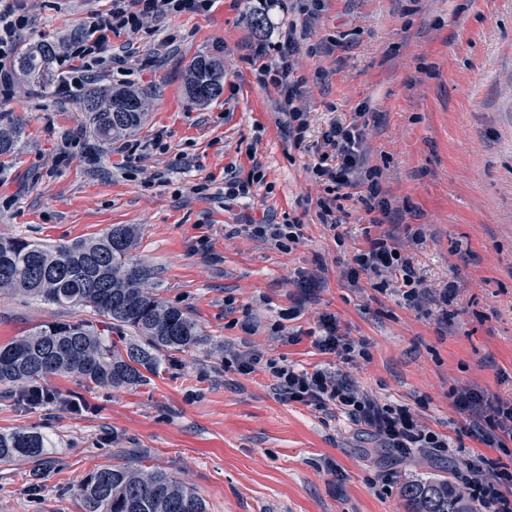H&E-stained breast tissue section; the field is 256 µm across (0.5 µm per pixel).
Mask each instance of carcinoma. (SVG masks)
<instances>
[{"label": "carcinoma", "mask_w": 512, "mask_h": 512, "mask_svg": "<svg viewBox=\"0 0 512 512\" xmlns=\"http://www.w3.org/2000/svg\"><path fill=\"white\" fill-rule=\"evenodd\" d=\"M58 45L41 40L18 53L19 73L51 97L65 76L54 68ZM189 97L206 102L224 89V62L200 57L191 65ZM143 95L130 87L99 85L76 98L91 132L110 140L135 131L144 115ZM21 128H0V156L15 149ZM135 229L114 224L89 241L46 245L28 237L0 238V291L74 309H90L105 319L119 340L92 322L78 319L41 324L0 346V385L27 391V384L55 375H75L98 387H133L157 370L166 353L203 342L196 321L182 309L149 291L154 272L132 259ZM53 447L48 434L16 429L0 432V463L35 459ZM85 512H207L192 487L168 473L114 465L89 474L79 488ZM407 512H474L463 494L446 479L407 484Z\"/></svg>", "instance_id": "cac0c4a2"}]
</instances>
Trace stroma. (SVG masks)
<instances>
[{
  "label": "stroma",
  "mask_w": 512,
  "mask_h": 512,
  "mask_svg": "<svg viewBox=\"0 0 512 512\" xmlns=\"http://www.w3.org/2000/svg\"><path fill=\"white\" fill-rule=\"evenodd\" d=\"M258 0H215L209 13L165 16L134 37L113 36L145 100L127 151L96 141L72 98L47 103L15 80L0 127L25 132L0 157V237L48 244L139 230L136 259L157 293L200 325V346L167 355L145 384L108 390L64 375L52 401L27 406L0 386V431L34 427L54 441L43 460L0 463V512H84L78 487L113 464L164 470L194 486L208 512H406V484L455 474L427 450L393 457L344 413L282 401L263 367L241 374L226 357L250 351L299 368L343 367L383 402L409 406L463 453L499 459L467 430L448 392L512 398V0H327L298 55L308 80V141L337 117L369 110V163L383 172L390 221L423 227V274L456 286L447 322L350 283L339 265L365 244L352 212L335 243L306 199L307 153L289 148L287 116L247 59L259 39L245 17ZM107 0H30L27 42L68 47ZM200 56L224 61V92L187 93ZM224 199V177L252 180ZM203 185L192 193V185ZM300 217L304 238L285 252L235 227ZM328 269L311 298L293 284ZM72 309L0 292V344L73 319ZM363 339L343 365L315 344L320 320Z\"/></svg>",
  "instance_id": "stroma-1"
}]
</instances>
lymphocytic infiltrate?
<instances>
[{"label":"lymphocytic infiltrate","instance_id":"obj_1","mask_svg":"<svg viewBox=\"0 0 512 512\" xmlns=\"http://www.w3.org/2000/svg\"><path fill=\"white\" fill-rule=\"evenodd\" d=\"M326 0H295L294 11L302 22H289L275 37L260 40L249 65L254 68L256 82L262 88L276 89L284 113L288 117V140L297 150L311 156L305 166L311 180L323 188L316 201L317 216L335 242H342V227L348 213L346 203H353L377 226L376 235L367 236L364 248L355 251L346 271L350 282L367 277L375 290L398 296L405 305L421 308L432 305L440 315H447L455 285L436 286L417 268L406 244H422L421 230L400 236L386 228L389 202L382 195L380 170L368 166L365 153L369 121L365 111L351 118L333 120L320 140L307 144L309 112L303 103L306 80L298 75L295 57L301 43L311 32V24L325 8ZM214 0H110L108 9L91 14L87 21L89 36L77 47L60 56L59 63L73 72V85L80 86L93 79L98 69L112 68L123 74L128 70L124 59L108 53L112 36L127 32L139 33L146 22L171 14L209 12ZM31 25L26 0H0V94L9 95L14 74L12 61L25 32ZM264 364L276 380L281 399L300 402L322 412L338 409L366 428L382 447L406 455L412 449H425L441 455L453 446L448 436L420 424L409 408L379 403L361 392L347 375L338 370L316 368L296 369L274 360L262 361L251 352L227 360V367L245 374L256 364ZM449 396L456 409L465 414L477 439L487 447L507 450L512 445V401L490 397L473 389L451 390ZM470 498L485 512H512V471L478 456L459 460L455 470Z\"/></svg>","mask_w":512,"mask_h":512}]
</instances>
